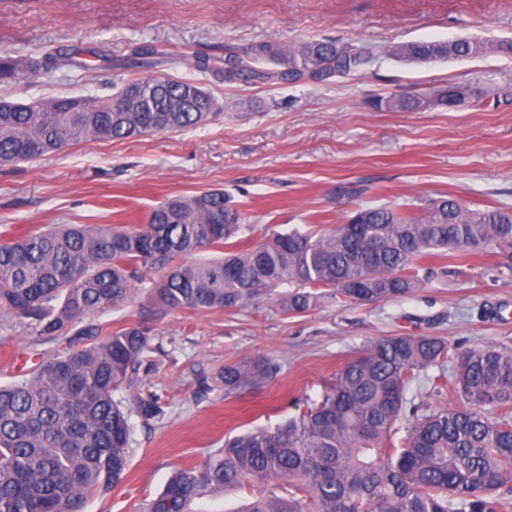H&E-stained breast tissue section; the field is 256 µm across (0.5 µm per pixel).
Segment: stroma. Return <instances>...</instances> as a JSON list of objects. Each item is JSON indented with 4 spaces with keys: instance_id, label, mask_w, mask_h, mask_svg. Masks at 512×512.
<instances>
[{
    "instance_id": "obj_1",
    "label": "stroma",
    "mask_w": 512,
    "mask_h": 512,
    "mask_svg": "<svg viewBox=\"0 0 512 512\" xmlns=\"http://www.w3.org/2000/svg\"><path fill=\"white\" fill-rule=\"evenodd\" d=\"M512 39V0H0V51L40 57L78 49L81 68L0 85L21 102L61 93L108 96L136 71L116 68L130 47L161 50L157 71L196 80L221 101L201 125L177 133L94 140L58 154L0 164V225L13 235L48 224H143L165 199L222 189L239 202L249 242L271 230L327 229L336 199L364 188L366 206L451 195L470 208L512 211V58L406 64L386 56L350 79L319 84L219 83L178 59H222L260 43ZM462 87L452 107L388 112L378 98ZM120 329L153 331L139 370L164 413L129 419L131 454L122 483L90 495L85 512H141L172 471L202 466L224 439L298 414L371 341L395 334L439 336L461 347L512 346V279L466 269L401 297L358 304L324 296L299 315L261 298L234 310L168 311L147 295L100 315ZM31 335L0 317V383ZM255 355L273 379L225 397L217 373Z\"/></svg>"
}]
</instances>
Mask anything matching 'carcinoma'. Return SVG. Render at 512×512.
I'll use <instances>...</instances> for the list:
<instances>
[{"label":"carcinoma","mask_w":512,"mask_h":512,"mask_svg":"<svg viewBox=\"0 0 512 512\" xmlns=\"http://www.w3.org/2000/svg\"><path fill=\"white\" fill-rule=\"evenodd\" d=\"M496 52L512 40L413 41L384 48L393 59L433 63ZM151 53L131 50L124 65L151 68ZM366 45L307 40L261 43L224 67L206 57L182 59L224 82L324 83L363 71ZM261 63L273 65L266 69ZM65 60L0 52V83L19 71L37 76ZM192 80L156 73L127 82L124 112L112 97H90L71 111V96L34 110L0 98V161L34 160L88 139L174 133L205 122L219 105L211 92L183 96ZM377 109L414 110L418 95L379 99ZM351 188L338 198L341 220L315 232L272 230L248 245L243 213L222 190L173 196L145 224H58L13 239L0 233V314L34 336V364L0 384V512H84L89 495L118 486L130 456L129 416L163 414L160 397L138 391L151 329L137 322L112 330L99 313L145 293L166 310H236L275 296L282 312L315 307L324 288L355 303L400 297L434 277H454L430 258H495L498 278L512 277V214L472 209L441 194L364 207ZM289 287L291 291L276 293ZM47 349H38L40 345ZM438 369V374L428 371ZM278 366L256 356L219 372L224 395L269 380ZM429 395L455 400L432 407ZM127 392V400L113 394ZM306 409L276 426L224 440L207 463L177 469L143 512H194L202 499L244 492L228 512H502L512 493V348L463 349L435 336H385L346 363ZM402 437H397L398 433Z\"/></svg>","instance_id":"obj_1"}]
</instances>
